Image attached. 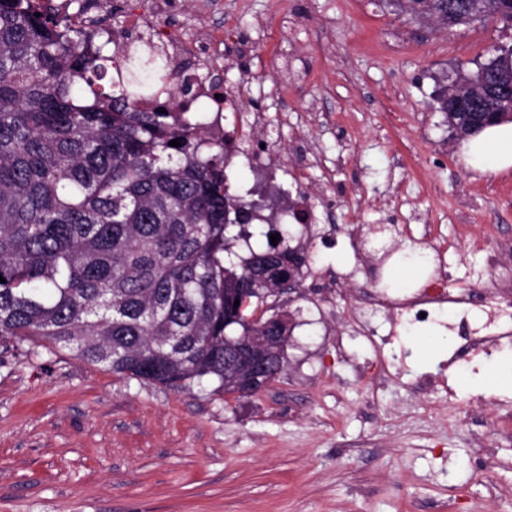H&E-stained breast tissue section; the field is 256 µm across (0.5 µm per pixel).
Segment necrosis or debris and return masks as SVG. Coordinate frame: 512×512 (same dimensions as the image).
<instances>
[{"label":"necrosis or debris","mask_w":512,"mask_h":512,"mask_svg":"<svg viewBox=\"0 0 512 512\" xmlns=\"http://www.w3.org/2000/svg\"><path fill=\"white\" fill-rule=\"evenodd\" d=\"M128 10L127 23L115 25L111 22L112 0H89L84 9L65 11L64 17L70 28L104 36L114 56H121L135 41L150 43L163 52L174 81L190 79L193 95L208 102L206 118L200 123L202 134L228 139L231 158L250 167L259 165L262 154L256 146L266 116L246 104L251 77L241 75L238 82L225 86L215 82L224 69V44L236 37L234 28L213 29L203 22L190 33L172 28L167 22L172 11L170 0H129ZM366 297L398 325L433 316L446 305L460 309L462 317L453 329L454 357L458 360L512 344L510 285L492 290L452 289L438 278L403 298L374 290Z\"/></svg>","instance_id":"1"}]
</instances>
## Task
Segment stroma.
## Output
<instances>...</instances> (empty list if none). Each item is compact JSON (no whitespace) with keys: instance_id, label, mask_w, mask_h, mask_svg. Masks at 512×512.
<instances>
[{"instance_id":"35a3bbf8","label":"stroma","mask_w":512,"mask_h":512,"mask_svg":"<svg viewBox=\"0 0 512 512\" xmlns=\"http://www.w3.org/2000/svg\"><path fill=\"white\" fill-rule=\"evenodd\" d=\"M208 18L238 36L224 46V83L255 78L247 103L270 120L267 171L291 164L300 141L314 152L301 186L319 221L291 225L307 263L299 289L273 302L295 321L282 370L242 397L0 343V512H512V432H497L486 469L470 419L512 405V390H455L458 375L493 368L512 346L451 366L442 344L425 362L420 336L359 307L363 275L332 299L319 288L321 272H353L347 244L361 234L382 287L400 295L397 248L420 245L426 224L450 246L449 287L512 279L511 258L487 268L481 232L495 224L512 239V170L474 173L434 100L447 77L512 45V28L447 32L376 0H217ZM241 41L253 52L240 54ZM284 73L296 87L279 98ZM379 354L406 371L373 392ZM423 374L442 378L427 398L413 389Z\"/></svg>"}]
</instances>
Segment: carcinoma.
<instances>
[{
    "label": "carcinoma",
    "mask_w": 512,
    "mask_h": 512,
    "mask_svg": "<svg viewBox=\"0 0 512 512\" xmlns=\"http://www.w3.org/2000/svg\"><path fill=\"white\" fill-rule=\"evenodd\" d=\"M450 30L512 24V0H382ZM92 36L61 25L47 4L0 0V341L68 348L123 378L183 389L237 390L224 336H281L282 321L249 320L254 288L288 273L289 235L236 263L252 211L226 186V140L203 145L192 112L135 107L143 76L166 77L147 45L115 65ZM460 73L468 112H506L512 48ZM181 145H169L172 140ZM247 305H242L244 300ZM240 305H235V302Z\"/></svg>",
    "instance_id": "cac0c4a2"
}]
</instances>
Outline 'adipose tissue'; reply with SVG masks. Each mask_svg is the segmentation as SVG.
Wrapping results in <instances>:
<instances>
[{"mask_svg": "<svg viewBox=\"0 0 512 512\" xmlns=\"http://www.w3.org/2000/svg\"><path fill=\"white\" fill-rule=\"evenodd\" d=\"M462 155L479 174L512 169V122L487 127L469 137L462 146Z\"/></svg>", "mask_w": 512, "mask_h": 512, "instance_id": "ef3b65f1", "label": "adipose tissue"}]
</instances>
